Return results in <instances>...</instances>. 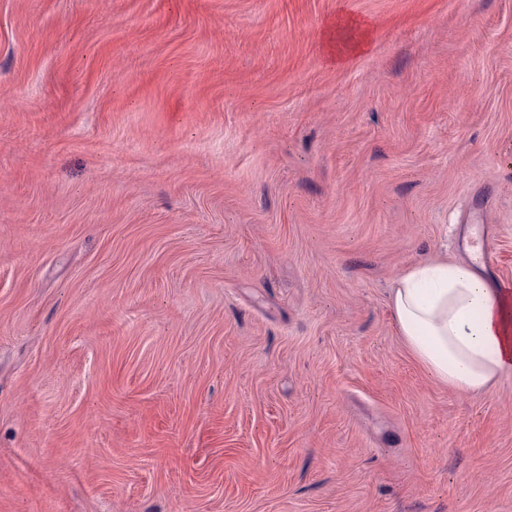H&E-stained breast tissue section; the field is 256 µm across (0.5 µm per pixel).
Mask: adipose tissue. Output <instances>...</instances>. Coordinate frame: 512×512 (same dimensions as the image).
Returning <instances> with one entry per match:
<instances>
[{
    "label": "adipose tissue",
    "mask_w": 512,
    "mask_h": 512,
    "mask_svg": "<svg viewBox=\"0 0 512 512\" xmlns=\"http://www.w3.org/2000/svg\"><path fill=\"white\" fill-rule=\"evenodd\" d=\"M361 24L340 18L324 41L337 64L361 52ZM389 307L412 358L448 388L477 394L512 372V288L482 274L475 261L436 259L407 268Z\"/></svg>",
    "instance_id": "ef3b65f1"
}]
</instances>
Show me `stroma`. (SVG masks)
<instances>
[{
  "instance_id": "obj_1",
  "label": "stroma",
  "mask_w": 512,
  "mask_h": 512,
  "mask_svg": "<svg viewBox=\"0 0 512 512\" xmlns=\"http://www.w3.org/2000/svg\"><path fill=\"white\" fill-rule=\"evenodd\" d=\"M474 223L511 284L512 0H0V512H512L388 304ZM362 24L352 18H339L324 33V41L337 65L346 63L349 58L363 50L366 39H355V33ZM336 49V52L333 49Z\"/></svg>"
}]
</instances>
